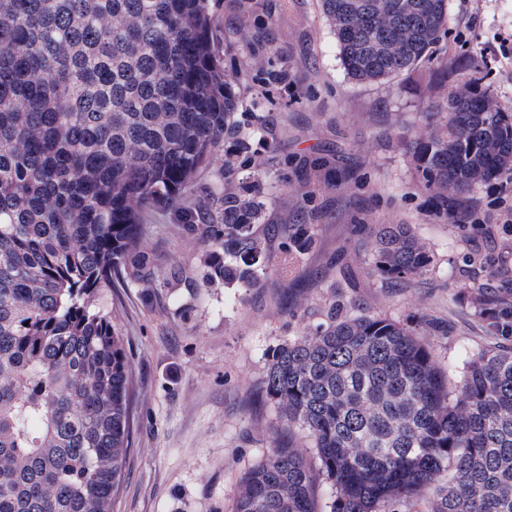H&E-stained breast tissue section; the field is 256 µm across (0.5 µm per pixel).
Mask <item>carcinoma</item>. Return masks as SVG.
I'll use <instances>...</instances> for the list:
<instances>
[{"label":"carcinoma","instance_id":"carcinoma-1","mask_svg":"<svg viewBox=\"0 0 512 512\" xmlns=\"http://www.w3.org/2000/svg\"><path fill=\"white\" fill-rule=\"evenodd\" d=\"M355 81L430 56L448 0H321ZM234 78L210 0H0V512H114L133 427V363L99 295L157 287L143 214L180 205L238 134ZM439 197L512 170V113L453 87L444 122L413 143ZM224 187L202 282L257 283L268 238L263 174ZM373 271L420 275L432 254L406 224L374 230ZM296 224L284 253L311 248ZM512 281L476 290L480 312ZM271 356L266 395L307 433L317 465L278 447L241 479L234 512H512V349L467 363L462 400L432 348L390 318L328 314ZM331 488L327 502L318 483Z\"/></svg>","mask_w":512,"mask_h":512}]
</instances>
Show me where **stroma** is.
Wrapping results in <instances>:
<instances>
[{"mask_svg":"<svg viewBox=\"0 0 512 512\" xmlns=\"http://www.w3.org/2000/svg\"><path fill=\"white\" fill-rule=\"evenodd\" d=\"M218 48L236 76L239 137L201 170L182 209L145 216L161 288L135 281L101 294L134 362L135 433L116 512H231L243 472L276 447L308 448L265 395L274 349L337 313L414 330L448 374L452 399L472 354L512 347L475 309L471 290L512 276V172L439 207L411 144L439 125L451 87L489 88L512 110V0H448L430 60L380 82L346 74L321 0H211ZM233 168L238 192L264 174L266 220L308 224L314 244H269L259 282H200L210 254L183 210L212 214ZM406 224L435 262L394 280L372 271L371 227Z\"/></svg>","mask_w":512,"mask_h":512,"instance_id":"1","label":"stroma"}]
</instances>
